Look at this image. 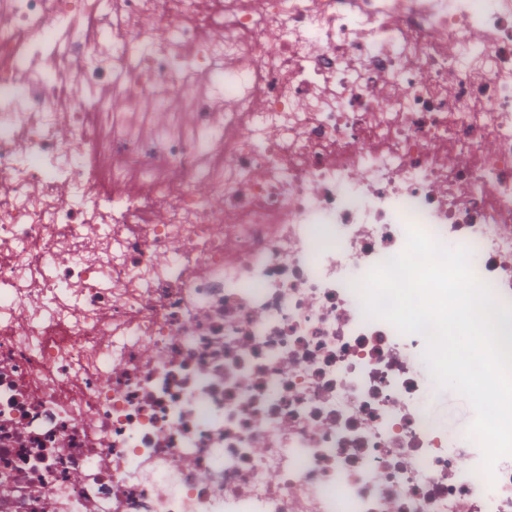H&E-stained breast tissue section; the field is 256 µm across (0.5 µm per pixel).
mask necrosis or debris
Listing matches in <instances>:
<instances>
[{
    "instance_id": "1",
    "label": "necrosis or debris",
    "mask_w": 512,
    "mask_h": 512,
    "mask_svg": "<svg viewBox=\"0 0 512 512\" xmlns=\"http://www.w3.org/2000/svg\"><path fill=\"white\" fill-rule=\"evenodd\" d=\"M411 227L512 304V0H0V512H512ZM436 417L450 420L455 432H466L472 423L474 410L468 400L451 388L439 389L432 405Z\"/></svg>"
}]
</instances>
